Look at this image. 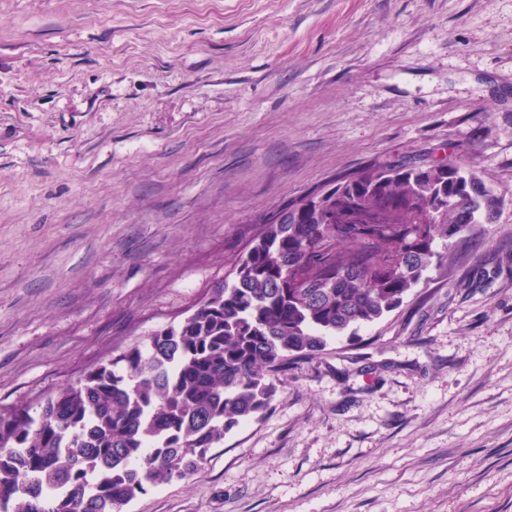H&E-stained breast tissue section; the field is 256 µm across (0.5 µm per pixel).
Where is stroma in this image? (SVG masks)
I'll use <instances>...</instances> for the list:
<instances>
[{
  "label": "stroma",
  "mask_w": 512,
  "mask_h": 512,
  "mask_svg": "<svg viewBox=\"0 0 512 512\" xmlns=\"http://www.w3.org/2000/svg\"><path fill=\"white\" fill-rule=\"evenodd\" d=\"M451 156L493 221L122 512H512V0H0V408L182 320L278 206Z\"/></svg>",
  "instance_id": "1"
}]
</instances>
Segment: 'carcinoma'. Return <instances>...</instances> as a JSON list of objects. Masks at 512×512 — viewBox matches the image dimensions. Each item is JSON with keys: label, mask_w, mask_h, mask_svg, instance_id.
<instances>
[{"label": "carcinoma", "mask_w": 512, "mask_h": 512, "mask_svg": "<svg viewBox=\"0 0 512 512\" xmlns=\"http://www.w3.org/2000/svg\"><path fill=\"white\" fill-rule=\"evenodd\" d=\"M494 207L457 159L373 163L286 203L183 320L0 410V512H121L189 477L292 364L399 308Z\"/></svg>", "instance_id": "cac0c4a2"}]
</instances>
